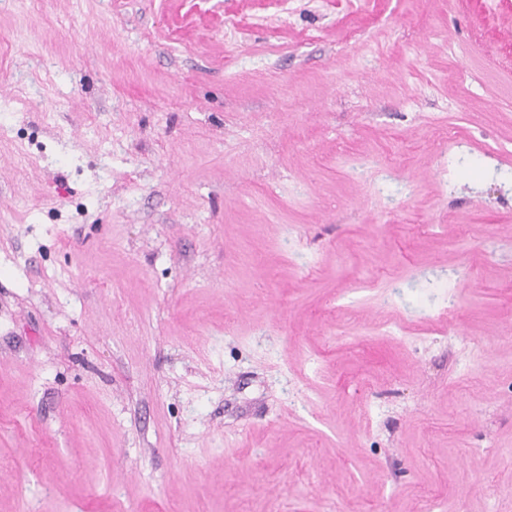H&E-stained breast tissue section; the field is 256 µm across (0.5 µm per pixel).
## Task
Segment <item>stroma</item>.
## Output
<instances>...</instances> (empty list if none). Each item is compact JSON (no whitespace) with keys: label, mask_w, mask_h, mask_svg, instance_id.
Here are the masks:
<instances>
[{"label":"stroma","mask_w":512,"mask_h":512,"mask_svg":"<svg viewBox=\"0 0 512 512\" xmlns=\"http://www.w3.org/2000/svg\"><path fill=\"white\" fill-rule=\"evenodd\" d=\"M505 79L512 0H0V512H512Z\"/></svg>","instance_id":"stroma-1"}]
</instances>
